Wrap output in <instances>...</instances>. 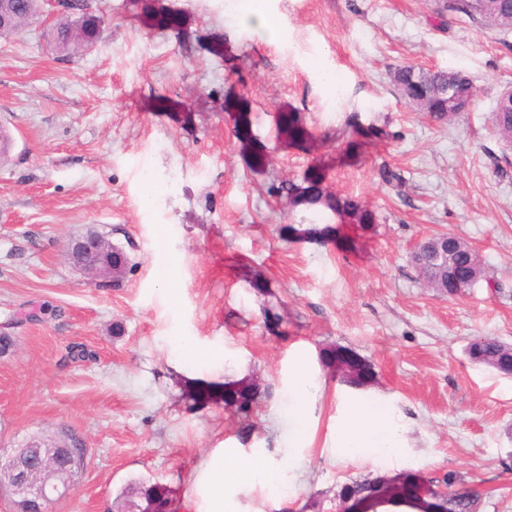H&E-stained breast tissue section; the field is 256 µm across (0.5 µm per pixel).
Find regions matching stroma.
<instances>
[{"instance_id":"1","label":"stroma","mask_w":512,"mask_h":512,"mask_svg":"<svg viewBox=\"0 0 512 512\" xmlns=\"http://www.w3.org/2000/svg\"><path fill=\"white\" fill-rule=\"evenodd\" d=\"M439 2L268 0L281 30L272 42L239 22L237 0H88L104 19L89 52L54 50L42 13L0 38V130L11 139L0 156V326L16 342L0 358V456L64 426L89 448L50 512H111L135 479L169 486L171 512H206L200 469L224 447L298 458L288 500L249 486L229 512H335L341 484L381 473L336 457L334 425L360 397L399 417L405 469L456 472L482 512H512V377L468 355L478 336L512 345V165L498 168L507 149L489 123L512 87V31ZM165 15L175 24L159 27ZM406 64L466 74L470 109L448 124L408 103L390 80ZM230 102L248 112L253 143L236 138ZM281 112L296 114L303 142L278 135ZM317 166L324 187L376 217L366 231L346 224L352 250L282 238L290 224L337 221L280 190ZM385 167L399 188L382 181ZM90 229L127 255L119 286L71 267L65 244ZM438 233L485 265L486 279L453 299L411 263ZM250 270L285 303L283 336L264 327ZM188 344L210 360H190ZM329 344L355 350L375 377L356 389L321 371L308 442L289 449L288 380L299 356ZM73 345L91 358L69 357ZM248 374L261 384L249 438L223 403L192 410L183 396L187 382Z\"/></svg>"}]
</instances>
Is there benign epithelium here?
I'll use <instances>...</instances> for the list:
<instances>
[{
  "label": "benign epithelium",
  "instance_id": "1",
  "mask_svg": "<svg viewBox=\"0 0 512 512\" xmlns=\"http://www.w3.org/2000/svg\"><path fill=\"white\" fill-rule=\"evenodd\" d=\"M472 105V97L459 89L456 82H448V111L464 112ZM68 258L81 273L99 282L117 283L127 267V260L117 247L111 246L106 237L77 236L66 244ZM416 269H429L434 273L431 286L466 288L477 277L476 257L469 256L466 268L456 266L453 254L448 251V236L433 240L430 247L420 243L412 252ZM59 449L34 435L22 446L12 450L0 461V493L6 495L17 507V512H47L53 501L71 494L77 474L58 464ZM415 494L432 496L441 501L448 498L445 474L416 475Z\"/></svg>",
  "mask_w": 512,
  "mask_h": 512
}]
</instances>
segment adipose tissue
Returning a JSON list of instances; mask_svg holds the SVG:
<instances>
[{
	"mask_svg": "<svg viewBox=\"0 0 512 512\" xmlns=\"http://www.w3.org/2000/svg\"><path fill=\"white\" fill-rule=\"evenodd\" d=\"M310 357H302L296 364L288 383V412L292 419V439L301 441L313 398ZM337 454L348 460L372 458L375 464L391 466L405 456L402 427L391 410L378 399H364L349 405L336 424L333 440ZM202 482L211 487V512H224L226 501L233 493L250 483H259L272 491L281 489V472L262 452L240 454L236 449H225L207 464Z\"/></svg>",
	"mask_w": 512,
	"mask_h": 512,
	"instance_id": "1",
	"label": "adipose tissue"
}]
</instances>
